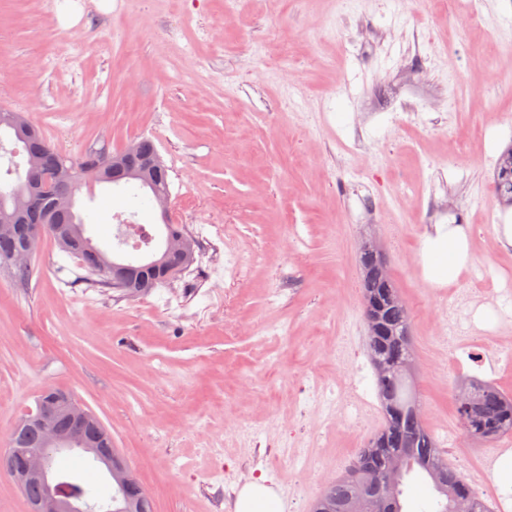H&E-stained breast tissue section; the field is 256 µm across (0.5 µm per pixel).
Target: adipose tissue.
Returning a JSON list of instances; mask_svg holds the SVG:
<instances>
[{"label":"adipose tissue","instance_id":"adipose-tissue-1","mask_svg":"<svg viewBox=\"0 0 512 512\" xmlns=\"http://www.w3.org/2000/svg\"><path fill=\"white\" fill-rule=\"evenodd\" d=\"M471 229L466 224L437 225L427 237L421 254L425 277L433 283H454L470 260Z\"/></svg>","mask_w":512,"mask_h":512}]
</instances>
